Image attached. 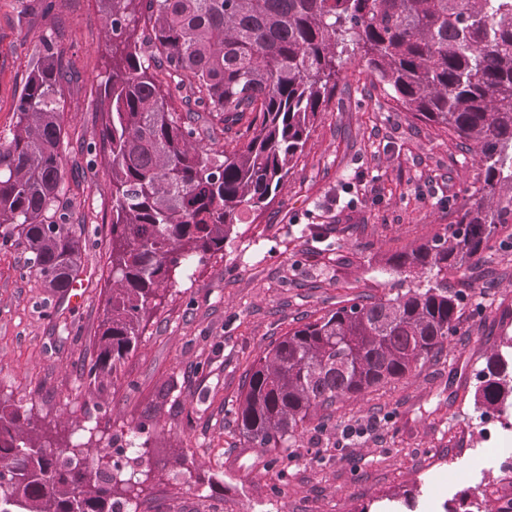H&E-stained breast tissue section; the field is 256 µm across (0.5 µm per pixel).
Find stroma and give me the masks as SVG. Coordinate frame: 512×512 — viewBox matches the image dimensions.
I'll list each match as a JSON object with an SVG mask.
<instances>
[{
    "mask_svg": "<svg viewBox=\"0 0 512 512\" xmlns=\"http://www.w3.org/2000/svg\"><path fill=\"white\" fill-rule=\"evenodd\" d=\"M105 0H0V142L8 139L40 37L78 72L63 103V187L82 233L83 298L27 274L21 248L0 245V404L54 424L122 438L143 427L158 453L139 512H361L415 492L414 512L483 494L512 498L497 458L469 432L478 375L512 336V224L457 273L465 295L442 356L406 378L337 404L324 429L308 424L277 465L241 436L231 414L248 371L299 324L395 283L383 259L443 232L480 177L474 149L412 118L360 61L345 66L281 192L247 214L223 255L178 275L94 405L85 370L112 283V168L82 154L100 126L97 101L112 75Z\"/></svg>",
    "mask_w": 512,
    "mask_h": 512,
    "instance_id": "obj_1",
    "label": "stroma"
}]
</instances>
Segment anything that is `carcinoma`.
<instances>
[{
	"label": "carcinoma",
	"instance_id": "obj_1",
	"mask_svg": "<svg viewBox=\"0 0 512 512\" xmlns=\"http://www.w3.org/2000/svg\"><path fill=\"white\" fill-rule=\"evenodd\" d=\"M132 0H112V76L99 103L98 141L112 166V288L86 366L103 395L143 336L150 314L194 260L224 253L245 215L282 188L343 65L358 56L413 118L476 149L479 186L455 222L385 260L426 283L358 297L302 323L252 365L235 408L254 448L278 450L312 412L397 382L457 333L464 294L448 272L480 256L512 224V0H147V60L130 30ZM164 70L185 92L172 108ZM72 72L40 40L11 137L0 142V226L17 238L29 272L64 292L82 235L61 202L60 100ZM229 142L203 145L206 125ZM474 406L512 409V336L487 358ZM139 458L107 441L53 443L42 426L0 406V512H122L139 495ZM477 512H512L482 497Z\"/></svg>",
	"mask_w": 512,
	"mask_h": 512
}]
</instances>
